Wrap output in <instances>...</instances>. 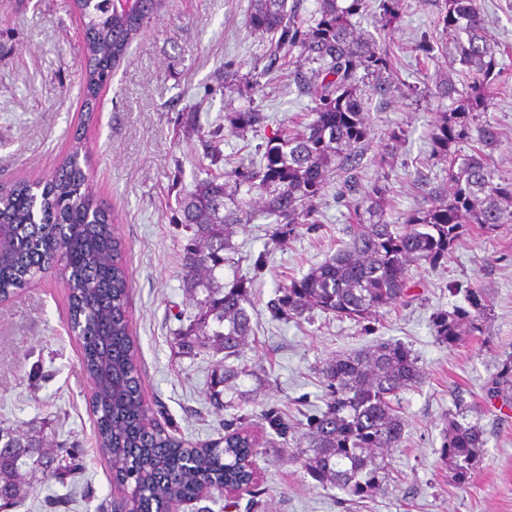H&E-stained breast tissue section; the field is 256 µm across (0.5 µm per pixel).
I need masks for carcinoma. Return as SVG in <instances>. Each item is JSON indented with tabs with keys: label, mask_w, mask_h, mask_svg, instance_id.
Listing matches in <instances>:
<instances>
[{
	"label": "carcinoma",
	"mask_w": 512,
	"mask_h": 512,
	"mask_svg": "<svg viewBox=\"0 0 512 512\" xmlns=\"http://www.w3.org/2000/svg\"><path fill=\"white\" fill-rule=\"evenodd\" d=\"M341 2L317 0L313 24L306 27L288 8V0H254L250 27L270 38L283 65L294 68L299 85L307 87L314 103L312 120L267 138L250 163L210 173L181 202L179 221L192 232L183 248V283L198 308L181 335L187 347L224 352L226 364L213 370L209 382L210 400L219 407H242L248 392L239 391L236 400L225 403L224 390L241 378L259 379L258 370L229 363L238 359L253 331L248 312L252 291L238 278L224 282V272L239 264L232 241L235 228L251 223L257 211L274 218L278 228L271 241L277 244L298 225L315 222V200L329 171L343 174L348 190L359 193L354 207L360 223L349 242L302 278L277 289L270 309L281 320L313 311L356 322L373 319L404 297L411 264L435 267L448 260L466 225L512 223V179L493 182L481 151L464 158L449 151L468 140L473 124L484 145L497 140L494 126L480 120L493 93L497 63L479 0H444L441 16L445 30L456 33L453 60L474 75V96L464 108H450L433 133L435 155L448 164V197L407 215L402 225L387 221L379 209L388 193L387 177L360 188L355 175L368 140L359 82L382 75L392 63V49L354 28L351 17L368 7L369 0ZM108 3L79 4L88 106L161 0H138V9L129 12H112ZM307 64L312 66L308 77L303 72ZM262 121L259 112L224 114L228 129L243 135ZM1 224L10 225L12 232L0 238V295L20 293L39 272L57 271L67 278L71 319L83 326L81 368L93 383L98 445L116 480L129 489L127 502L113 506L169 512L175 503L194 498L202 480L249 489L241 462L271 444L252 430V419L243 418L219 440L191 446L145 407L127 319L123 244L112 215L94 198L79 149L43 181L0 184ZM488 311L485 298L475 292L470 309L435 316L436 336L452 347L461 336L481 332ZM323 375L326 407L310 419L296 460L323 485L357 497L375 493L386 482L385 453L403 438V418L394 400L420 379L417 362L404 346L386 341L336 357ZM484 398L512 408V354L499 364ZM261 420L277 436H287L288 421L282 417L263 413ZM483 444V429L468 421L464 411L450 416L441 451L448 478L466 479ZM39 448L38 441L17 429L0 435V500L20 496V470L40 468Z\"/></svg>",
	"instance_id": "1"
}]
</instances>
